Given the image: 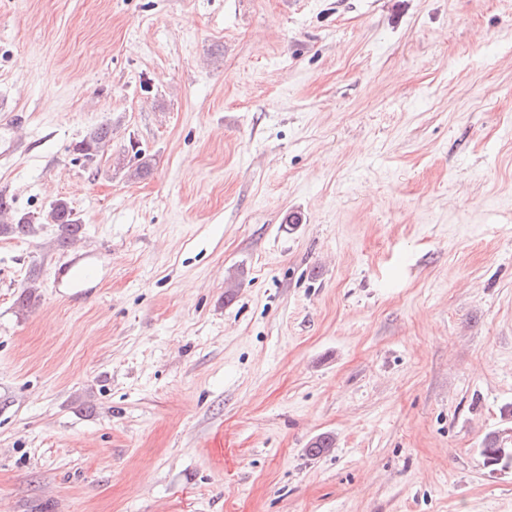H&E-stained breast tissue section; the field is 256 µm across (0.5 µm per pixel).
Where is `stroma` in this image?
<instances>
[{"label": "stroma", "instance_id": "35a3bbf8", "mask_svg": "<svg viewBox=\"0 0 512 512\" xmlns=\"http://www.w3.org/2000/svg\"><path fill=\"white\" fill-rule=\"evenodd\" d=\"M0 192V512H512V0H0ZM112 146V127L105 124L92 130L86 137L75 144L74 152L84 162L93 164L99 157L108 153ZM133 150L132 147V152ZM127 157L128 153L126 154V151H124L123 154H118L115 159L117 165H122L123 168L127 167L131 178H141L149 172L151 159L141 149H136L133 156L128 160ZM35 223V218L29 214H15L11 200L0 193V234L28 236L35 233ZM50 216L54 224H58L60 229L59 244L62 247L82 232L83 224L64 200H56L51 205Z\"/></svg>", "mask_w": 512, "mask_h": 512}]
</instances>
